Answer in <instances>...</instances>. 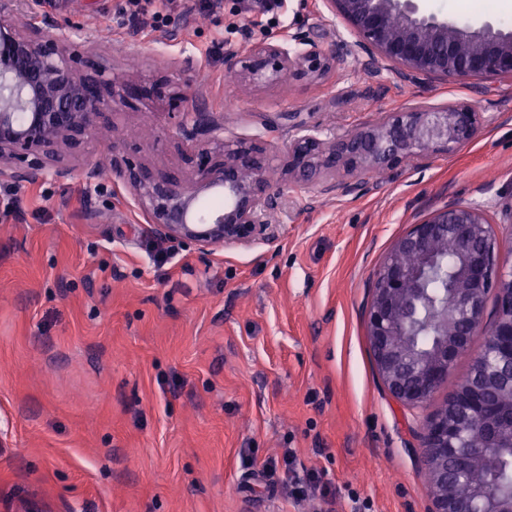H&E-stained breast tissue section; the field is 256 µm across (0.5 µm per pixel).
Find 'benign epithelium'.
Returning a JSON list of instances; mask_svg holds the SVG:
<instances>
[{
	"label": "benign epithelium",
	"mask_w": 512,
	"mask_h": 512,
	"mask_svg": "<svg viewBox=\"0 0 512 512\" xmlns=\"http://www.w3.org/2000/svg\"><path fill=\"white\" fill-rule=\"evenodd\" d=\"M350 26L356 40L346 52L330 50L303 25L224 56V66L248 88L285 80L319 82L351 53L367 57L375 74L391 67L410 84L495 78L512 81V29L475 28L423 14L416 0H322ZM40 0H0V180L17 187L72 174L69 159L89 136L111 133V116L124 108L168 105L184 167L152 169L142 144L123 138L110 145L112 173L129 189L133 207L152 233L207 255L218 247L271 245L279 238L270 215L292 190L323 195L370 189L375 170L389 171L435 152L450 153L474 140L485 117L466 103L415 105L386 112L360 127L324 134L319 124L291 126L288 150L275 162L261 138L224 137V118L184 79L190 59L147 82L114 72L95 37L41 13ZM218 194L224 206L204 212L202 197ZM453 247L450 283L441 298L428 283ZM495 314L469 376L421 428L428 512H512V493L490 490L491 475L468 470L464 459L477 432L490 460L512 447V270L496 249L483 210L449 204L399 237L377 268L366 310L367 336L378 376L393 400L409 411L430 404L463 350L472 346L486 300ZM430 336L426 347L418 337ZM472 488L467 510L452 494L454 477Z\"/></svg>",
	"instance_id": "benign-epithelium-1"
}]
</instances>
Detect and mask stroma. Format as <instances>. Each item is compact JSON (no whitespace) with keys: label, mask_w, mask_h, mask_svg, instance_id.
<instances>
[{"label":"stroma","mask_w":512,"mask_h":512,"mask_svg":"<svg viewBox=\"0 0 512 512\" xmlns=\"http://www.w3.org/2000/svg\"><path fill=\"white\" fill-rule=\"evenodd\" d=\"M116 0H44L42 13L111 27L116 67L188 77L228 137H262L284 155L292 120L339 132L424 102L468 103L488 122L470 143L371 176L373 191L294 190L273 218L274 245L203 255L155 237L112 175L101 140L64 181L17 190L0 209V512H428L419 425L377 375L366 334L369 286L394 241L458 202L496 223L512 266V82H401L348 56L324 81L246 90L224 55L293 24L327 45L350 39L320 0H281L259 25L255 0H199L155 27L152 12L118 27ZM427 12L512 27V11ZM117 136L147 134L154 167L180 165L168 116L114 114ZM103 163L86 184L84 160ZM294 451L316 488L294 498L267 458Z\"/></svg>","instance_id":"stroma-1"}]
</instances>
